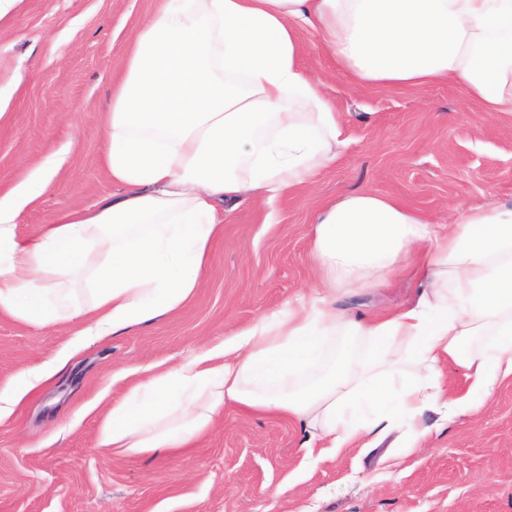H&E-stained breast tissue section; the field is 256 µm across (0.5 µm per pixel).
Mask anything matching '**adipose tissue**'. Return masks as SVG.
<instances>
[{
	"mask_svg": "<svg viewBox=\"0 0 512 512\" xmlns=\"http://www.w3.org/2000/svg\"><path fill=\"white\" fill-rule=\"evenodd\" d=\"M304 29L352 86L453 82L483 111L512 112V0H158L99 132L114 193L24 239L18 218L58 162L0 193V314L68 327L80 346L188 302L243 201L288 194L336 160L343 124L300 66ZM313 222L311 294L151 371L106 414L99 447L183 452L233 406L299 425L308 457L403 426L409 454L512 382V204L433 224L360 193ZM408 270L409 304L369 318L339 306ZM448 365L462 395L448 391Z\"/></svg>",
	"mask_w": 512,
	"mask_h": 512,
	"instance_id": "ef3b65f1",
	"label": "adipose tissue"
}]
</instances>
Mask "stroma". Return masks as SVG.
I'll return each mask as SVG.
<instances>
[{"label":"stroma","instance_id":"obj_1","mask_svg":"<svg viewBox=\"0 0 512 512\" xmlns=\"http://www.w3.org/2000/svg\"><path fill=\"white\" fill-rule=\"evenodd\" d=\"M154 6L18 0L0 20V189L68 153L23 210L18 236L111 191L97 133L132 35ZM316 39L303 33L301 65L323 77L345 121L335 163L272 204L241 205L190 301L151 326L70 352L0 419V512H512V382L394 465L400 432L309 461L298 426L234 408L186 454L116 458L97 447L103 417L140 370L177 364L312 286L311 220L320 207L374 192L443 224L460 203H512V113L482 111L455 83L352 88L314 52ZM415 293L412 279L393 277L346 303L371 316ZM70 340L68 330L35 331L0 314V389L69 351Z\"/></svg>","mask_w":512,"mask_h":512}]
</instances>
